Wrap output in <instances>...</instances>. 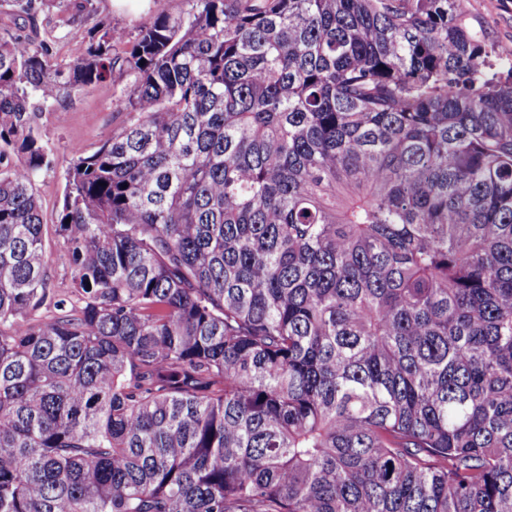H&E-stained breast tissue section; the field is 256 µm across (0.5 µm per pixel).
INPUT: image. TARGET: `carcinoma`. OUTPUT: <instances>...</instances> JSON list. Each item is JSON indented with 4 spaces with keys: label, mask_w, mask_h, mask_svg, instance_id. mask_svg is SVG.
Instances as JSON below:
<instances>
[{
    "label": "carcinoma",
    "mask_w": 512,
    "mask_h": 512,
    "mask_svg": "<svg viewBox=\"0 0 512 512\" xmlns=\"http://www.w3.org/2000/svg\"><path fill=\"white\" fill-rule=\"evenodd\" d=\"M188 5L0 39V512H512V71L459 0ZM127 75L57 300L30 97Z\"/></svg>",
    "instance_id": "obj_1"
}]
</instances>
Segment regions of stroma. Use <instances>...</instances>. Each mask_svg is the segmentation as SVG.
<instances>
[{
  "label": "stroma",
  "mask_w": 512,
  "mask_h": 512,
  "mask_svg": "<svg viewBox=\"0 0 512 512\" xmlns=\"http://www.w3.org/2000/svg\"><path fill=\"white\" fill-rule=\"evenodd\" d=\"M186 0H92L79 11L74 0H50L33 16L17 17L0 37L13 33L46 44L53 57L70 63L82 57L93 27L101 21L137 35L151 16L179 15ZM466 25L481 35L499 69L512 67V0H461ZM131 78L107 80L58 98L52 105L33 100L38 129L51 151L52 164L35 179L46 224H54L66 186V171L75 147L94 150L128 119L125 110Z\"/></svg>",
  "instance_id": "stroma-1"
}]
</instances>
